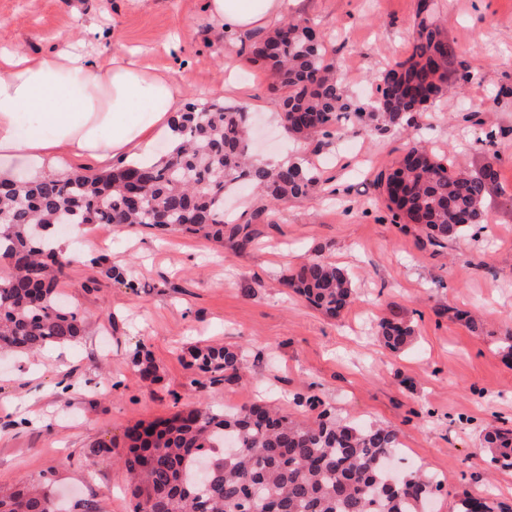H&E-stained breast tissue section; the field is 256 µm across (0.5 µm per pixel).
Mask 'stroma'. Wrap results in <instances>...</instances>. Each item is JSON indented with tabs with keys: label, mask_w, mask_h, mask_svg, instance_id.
Segmentation results:
<instances>
[{
	"label": "stroma",
	"mask_w": 512,
	"mask_h": 512,
	"mask_svg": "<svg viewBox=\"0 0 512 512\" xmlns=\"http://www.w3.org/2000/svg\"><path fill=\"white\" fill-rule=\"evenodd\" d=\"M435 14L473 73L466 89L449 85L420 131L367 134L361 126L323 144L285 139L281 95L252 62L249 32L225 39L205 0H0V42L39 56L89 22L106 31L102 50L143 51L169 70L185 106H247L262 156H300L322 171L308 198L273 211L247 188L229 194L225 212L249 225L255 243L217 246L151 228L74 224L60 240L78 258L61 285L86 315L71 346L0 358V485L51 477L61 499L83 512H130L119 462L125 433L140 421L170 417L179 405L214 408L269 401L304 422L313 395L337 421L388 425L416 464L445 476L433 512H452L456 494H491L512 503V469H493L484 433L512 429V360L499 352L512 333V0H433ZM417 0H302L299 11L326 41L350 93H374L372 75L411 51ZM185 28L178 55L161 47ZM235 76L241 93L228 97ZM415 141L450 152L457 167L499 170L485 197L488 222L465 237L436 243L389 221L377 178ZM321 254L354 286L340 320L325 318L284 288L303 256ZM98 259V268L88 265ZM117 266L132 286L89 277ZM475 316L483 333L452 319ZM400 316L416 330L395 353L378 340L381 318ZM233 345L248 364L232 384L210 383L188 367L197 345ZM158 368L141 380L137 347ZM70 390L59 386L60 375ZM197 386H190V379ZM113 452L94 456L97 444Z\"/></svg>",
	"instance_id": "obj_1"
}]
</instances>
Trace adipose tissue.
<instances>
[{"label": "adipose tissue", "instance_id": "ef3b65f1", "mask_svg": "<svg viewBox=\"0 0 512 512\" xmlns=\"http://www.w3.org/2000/svg\"><path fill=\"white\" fill-rule=\"evenodd\" d=\"M294 2L207 0L206 10L232 38L270 27ZM101 37L89 27L41 57L0 48V158L28 167L33 180L66 175L86 158L150 159L158 138L176 137L180 87L137 51H97Z\"/></svg>", "mask_w": 512, "mask_h": 512}]
</instances>
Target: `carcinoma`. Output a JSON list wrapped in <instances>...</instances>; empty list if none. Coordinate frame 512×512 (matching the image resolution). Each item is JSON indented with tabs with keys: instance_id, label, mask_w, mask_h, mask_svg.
<instances>
[{
	"instance_id": "1",
	"label": "carcinoma",
	"mask_w": 512,
	"mask_h": 512,
	"mask_svg": "<svg viewBox=\"0 0 512 512\" xmlns=\"http://www.w3.org/2000/svg\"><path fill=\"white\" fill-rule=\"evenodd\" d=\"M430 0H418L412 51L375 75L376 94L349 93L311 22L292 15L253 49L284 92L287 136L311 140L336 134L353 119L385 133L409 126L444 88L466 82L457 50L431 17ZM181 144L158 163L124 165L108 173L74 174L42 182L0 180V352L28 354L66 345L83 335V311L61 299L60 283L75 259L46 234L58 224L145 226L224 243V191L249 185L275 208L308 197L320 184L307 160L277 167L249 156L247 108L210 104L180 112ZM492 166L469 175L420 142L379 178L394 224H413L431 241L457 239L486 222L484 199L498 184ZM284 285L325 317L339 319L352 296L347 273L316 255L290 271ZM381 336L402 350L414 329L400 317L382 320ZM135 371L155 373L138 351ZM241 351L196 347L189 366L213 383L240 379ZM121 464L129 476L133 512H417L419 501L442 489L435 476L414 469L393 481L386 460L400 447L388 427L336 422L320 412L298 423L267 404L233 413L201 403L172 417L142 422L127 433ZM495 448L490 465L512 468V430L486 437ZM0 512H63L50 480L0 488ZM453 512H512V505L468 491Z\"/></svg>"
}]
</instances>
